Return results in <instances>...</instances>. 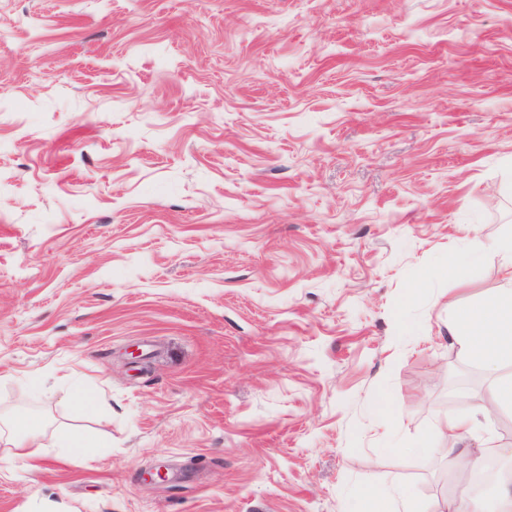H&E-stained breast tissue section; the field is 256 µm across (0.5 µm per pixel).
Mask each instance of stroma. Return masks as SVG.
I'll return each mask as SVG.
<instances>
[{"label":"stroma","instance_id":"stroma-1","mask_svg":"<svg viewBox=\"0 0 512 512\" xmlns=\"http://www.w3.org/2000/svg\"><path fill=\"white\" fill-rule=\"evenodd\" d=\"M474 235L512 237V0H0V418L46 432L0 512L444 502ZM355 512H415V502L396 486L372 492L361 498Z\"/></svg>","mask_w":512,"mask_h":512}]
</instances>
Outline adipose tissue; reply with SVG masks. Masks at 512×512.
<instances>
[{
    "label": "adipose tissue",
    "mask_w": 512,
    "mask_h": 512,
    "mask_svg": "<svg viewBox=\"0 0 512 512\" xmlns=\"http://www.w3.org/2000/svg\"><path fill=\"white\" fill-rule=\"evenodd\" d=\"M494 248L504 256L500 266L503 289L458 312L448 322V336L461 353L493 376L486 396L475 411L441 421L442 443L451 450H456L474 429L479 417H490L505 407L512 409V377L500 373L504 365H512V239L496 242Z\"/></svg>",
    "instance_id": "ef3b65f1"
}]
</instances>
